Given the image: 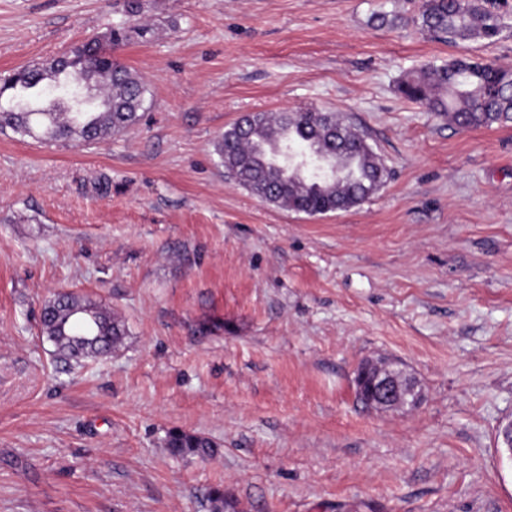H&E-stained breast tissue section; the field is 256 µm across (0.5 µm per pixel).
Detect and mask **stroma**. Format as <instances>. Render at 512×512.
<instances>
[{
    "label": "stroma",
    "instance_id": "35a3bbf8",
    "mask_svg": "<svg viewBox=\"0 0 512 512\" xmlns=\"http://www.w3.org/2000/svg\"><path fill=\"white\" fill-rule=\"evenodd\" d=\"M418 0H0V75L126 23L141 121L83 144L0 131V512H512V124L463 130L399 85L494 41L419 30ZM390 24L373 23V14ZM313 107L392 176L309 216L228 178L250 112ZM121 318L112 355L60 364L43 306ZM413 376L414 407L358 399V367ZM208 438L176 457L168 431Z\"/></svg>",
    "mask_w": 512,
    "mask_h": 512
}]
</instances>
